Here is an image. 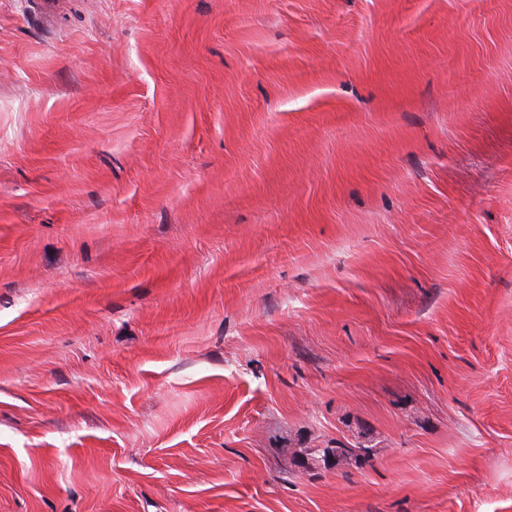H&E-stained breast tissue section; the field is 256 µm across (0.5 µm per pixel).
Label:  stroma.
Masks as SVG:
<instances>
[{
	"label": "stroma",
	"instance_id": "obj_1",
	"mask_svg": "<svg viewBox=\"0 0 512 512\" xmlns=\"http://www.w3.org/2000/svg\"><path fill=\"white\" fill-rule=\"evenodd\" d=\"M0 512H512V0H0Z\"/></svg>",
	"mask_w": 512,
	"mask_h": 512
}]
</instances>
